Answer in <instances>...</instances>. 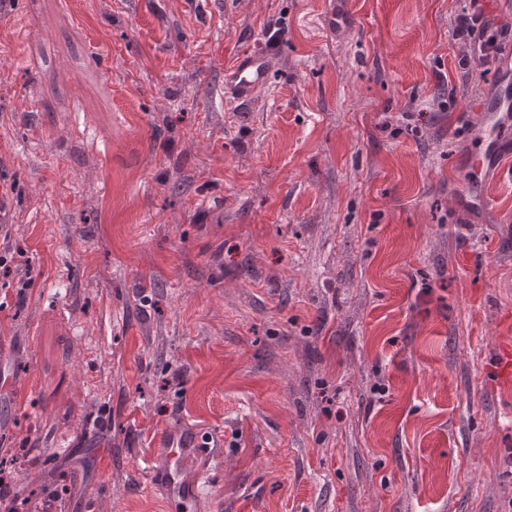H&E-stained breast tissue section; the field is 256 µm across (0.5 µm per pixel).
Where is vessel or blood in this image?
<instances>
[{
	"instance_id": "b4317fda",
	"label": "vessel or blood",
	"mask_w": 512,
	"mask_h": 512,
	"mask_svg": "<svg viewBox=\"0 0 512 512\" xmlns=\"http://www.w3.org/2000/svg\"><path fill=\"white\" fill-rule=\"evenodd\" d=\"M269 80V63L260 54H251L240 59L233 71L225 78V87L234 98L247 101ZM488 137L482 154L472 156L467 166L471 181L466 192L472 203H486L487 198L481 189L482 178L490 165L500 164L504 159L512 158V143L503 140L501 132L512 126V81L506 82L498 98L485 103ZM491 370L497 381L512 383V342L502 341L493 348L490 355ZM192 437L189 434H177L168 438L165 447L166 480L169 488L180 485L183 467V454L189 448Z\"/></svg>"
}]
</instances>
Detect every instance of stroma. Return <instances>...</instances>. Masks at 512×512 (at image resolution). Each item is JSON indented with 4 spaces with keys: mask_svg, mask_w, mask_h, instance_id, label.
I'll return each instance as SVG.
<instances>
[{
    "mask_svg": "<svg viewBox=\"0 0 512 512\" xmlns=\"http://www.w3.org/2000/svg\"><path fill=\"white\" fill-rule=\"evenodd\" d=\"M461 6L0 0L22 512H512V159L465 192L512 43L460 68ZM174 433L181 503L144 479ZM269 63L261 54H251L240 59L225 78V89L234 98L247 101L268 83ZM7 239L8 236L5 235L3 239V247L1 241L0 275L6 278L18 276L15 287L19 288V294L22 296L30 287V281L26 276L21 274L23 266H25L27 262L24 259L25 253L21 249H13L9 244H6ZM489 359L492 361L491 370L496 380L509 386L512 383V343L510 340L502 341L493 348Z\"/></svg>",
    "mask_w": 512,
    "mask_h": 512,
    "instance_id": "stroma-1",
    "label": "stroma"
}]
</instances>
